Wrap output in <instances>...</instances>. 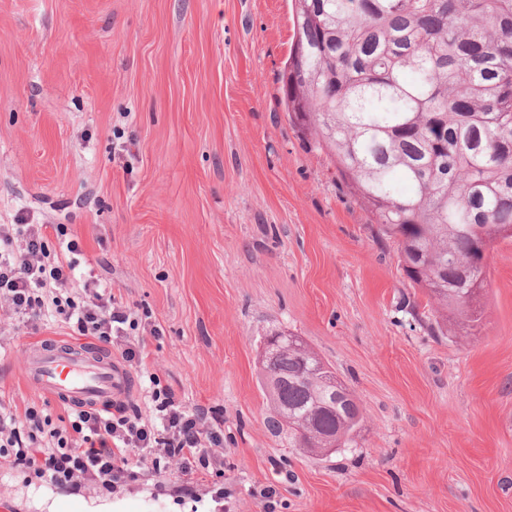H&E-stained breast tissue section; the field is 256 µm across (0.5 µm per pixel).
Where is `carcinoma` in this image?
<instances>
[{
  "instance_id": "carcinoma-1",
  "label": "carcinoma",
  "mask_w": 512,
  "mask_h": 512,
  "mask_svg": "<svg viewBox=\"0 0 512 512\" xmlns=\"http://www.w3.org/2000/svg\"><path fill=\"white\" fill-rule=\"evenodd\" d=\"M295 15L304 52L281 76L287 112L397 242L434 312L479 322L487 254L512 229V0H305ZM327 375L290 350L261 382L270 430L322 456L301 421L345 448L363 420L344 385L332 409L316 405Z\"/></svg>"
}]
</instances>
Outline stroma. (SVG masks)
Wrapping results in <instances>:
<instances>
[{
  "label": "stroma",
  "instance_id": "stroma-1",
  "mask_svg": "<svg viewBox=\"0 0 512 512\" xmlns=\"http://www.w3.org/2000/svg\"><path fill=\"white\" fill-rule=\"evenodd\" d=\"M292 0H0V224H61L162 335L149 371L224 421L231 512H512V239L488 255L483 322L429 328L397 245L288 115ZM299 339L360 401L350 447L268 428L264 336ZM0 307V402L64 410L21 351L56 337ZM74 488L0 467V512L44 496L209 512L212 478Z\"/></svg>",
  "mask_w": 512,
  "mask_h": 512
}]
</instances>
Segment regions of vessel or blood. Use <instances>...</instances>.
Wrapping results in <instances>:
<instances>
[{
    "mask_svg": "<svg viewBox=\"0 0 512 512\" xmlns=\"http://www.w3.org/2000/svg\"><path fill=\"white\" fill-rule=\"evenodd\" d=\"M28 385L40 394L75 409L101 408L125 398L127 370L111 353L82 351L58 343L26 347Z\"/></svg>",
    "mask_w": 512,
    "mask_h": 512,
    "instance_id": "1",
    "label": "vessel or blood"
}]
</instances>
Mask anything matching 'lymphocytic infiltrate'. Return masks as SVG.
Here are the masks:
<instances>
[{"mask_svg": "<svg viewBox=\"0 0 512 512\" xmlns=\"http://www.w3.org/2000/svg\"><path fill=\"white\" fill-rule=\"evenodd\" d=\"M44 224H0V301L24 325L61 322L78 335L115 347L135 371H143L147 340L136 335L132 310L111 286L90 279L81 298L71 294V274L80 248L76 240L49 247ZM149 405L152 417L142 414ZM224 434L207 411L188 410L157 373L138 399L102 409L72 410L65 424H53L35 408L24 412L0 405V464L23 465L61 486L117 487L139 478L144 467L161 471L177 461L179 476L190 481L224 462Z\"/></svg>", "mask_w": 512, "mask_h": 512, "instance_id": "f902f5d3", "label": "lymphocytic infiltrate"}]
</instances>
